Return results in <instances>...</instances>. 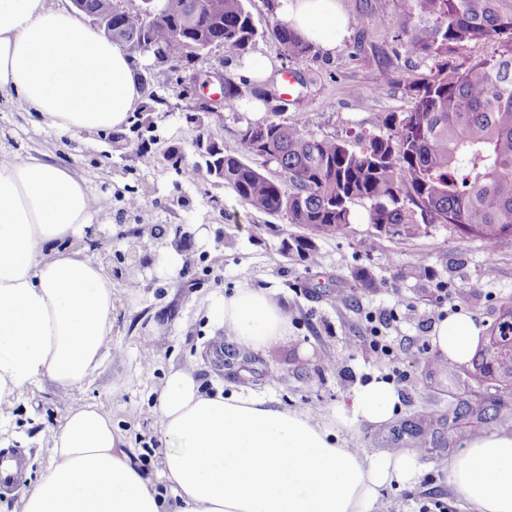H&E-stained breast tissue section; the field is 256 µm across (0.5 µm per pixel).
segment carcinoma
<instances>
[{"label":"carcinoma","instance_id":"cac0c4a2","mask_svg":"<svg viewBox=\"0 0 512 512\" xmlns=\"http://www.w3.org/2000/svg\"><path fill=\"white\" fill-rule=\"evenodd\" d=\"M112 0V30L134 58L151 55L176 74L216 47L239 58L258 41L276 40L285 57L303 60L314 46L288 23L274 19L258 27L252 0H204L205 10L191 18L195 0H162L161 20L148 23L136 10ZM411 21L398 43L400 51L432 62L430 73L406 83L411 108L383 113L376 131L354 142L312 133L307 121L275 113L247 120L237 131L236 148L224 152V186L245 206L285 217L314 234L340 235L362 204L367 223L418 237L429 224L465 239L493 242L512 238V0H398ZM494 40L498 52L467 65L450 55L469 43ZM242 96L232 76L224 75V111L235 112ZM131 131L140 151L155 144V125L136 117ZM266 150L283 177L273 179L252 165ZM171 168L192 183L210 164ZM314 261L310 237L296 235L280 251ZM512 306L502 307L487 344L473 362L472 376L512 388Z\"/></svg>","mask_w":512,"mask_h":512}]
</instances>
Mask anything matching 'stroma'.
Returning a JSON list of instances; mask_svg holds the SVG:
<instances>
[{
	"mask_svg": "<svg viewBox=\"0 0 512 512\" xmlns=\"http://www.w3.org/2000/svg\"><path fill=\"white\" fill-rule=\"evenodd\" d=\"M337 5L348 28L333 51L288 61L271 39L258 42L255 51L276 64L266 84L273 93L265 102L267 112L300 114L310 131L344 137L372 130L379 113L406 111L405 79L427 74L431 63L405 56L398 70L390 71L393 37L405 24L397 0H337ZM287 71L297 77L289 93L282 84ZM171 104L172 112L157 121L158 131L178 148L183 162L194 161L193 141L210 132L222 133L225 149L235 148L241 125L236 116L225 114L220 124L208 117L197 125L183 118L191 99ZM0 132L66 162L94 193L112 195L138 184L144 223L188 224L195 233L184 251L160 248L138 289L115 280L112 344L120 353L106 358L92 383L64 393L43 379L0 405V454H23L28 483L40 478L51 435L68 405L88 401L111 413L156 489L164 490L159 479L164 443L153 407L174 367L191 371L203 391L243 390L315 417L376 377L394 385L400 403L387 424L353 429L355 446L408 452L421 465L418 484L388 488L378 512H465L448 489L442 465L465 450L471 432L466 419H450L448 411L481 403L487 408L486 429L512 431V389L474 380L471 364L440 361L428 344L425 323L463 310L491 328L502 306L512 304V238L465 241L441 226L411 239L378 237L358 205L346 234L313 235L316 259L309 264L279 254L283 241L299 234L297 225L243 206L226 188L219 192L224 209L216 211L209 182H181L173 170L111 134L62 137L32 127L26 114L2 103ZM490 261L496 266L491 278L485 275ZM363 270L376 287L359 280ZM461 280L471 290L458 299L450 290ZM243 287L265 291L287 310V342L255 352L225 334L212 306ZM375 316L390 355L369 347ZM216 351L236 354L235 366L215 370L210 355Z\"/></svg>",
	"mask_w": 512,
	"mask_h": 512,
	"instance_id": "obj_1",
	"label": "stroma"
}]
</instances>
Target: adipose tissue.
<instances>
[{"label": "adipose tissue", "mask_w": 512, "mask_h": 512, "mask_svg": "<svg viewBox=\"0 0 512 512\" xmlns=\"http://www.w3.org/2000/svg\"><path fill=\"white\" fill-rule=\"evenodd\" d=\"M277 14L332 51L347 33L336 0H278ZM58 134L121 130L143 103L132 59L62 0H0V103ZM69 166L0 141V403L45 377L71 392L89 384L112 347V275L84 240L104 215ZM212 314L242 346L285 340L288 317L266 293L241 288ZM482 342L470 313L435 324L449 364ZM397 390L373 380L327 419L241 393L208 395L172 370L153 418L164 439L162 495L95 403L71 405L52 436L44 475L22 512H377L391 485H413L414 456L350 445L362 423L381 425ZM445 471L469 512H512V433L479 432Z\"/></svg>", "instance_id": "ef3b65f1"}]
</instances>
